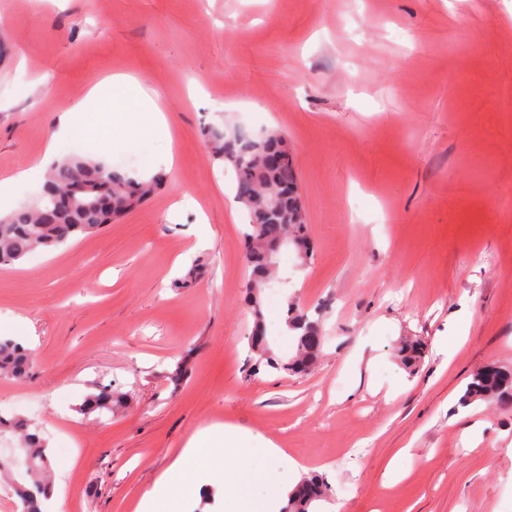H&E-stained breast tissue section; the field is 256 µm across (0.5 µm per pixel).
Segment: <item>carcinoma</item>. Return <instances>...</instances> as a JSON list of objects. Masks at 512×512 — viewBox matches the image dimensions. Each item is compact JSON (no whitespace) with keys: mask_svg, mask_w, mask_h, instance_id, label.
<instances>
[{"mask_svg":"<svg viewBox=\"0 0 512 512\" xmlns=\"http://www.w3.org/2000/svg\"><path fill=\"white\" fill-rule=\"evenodd\" d=\"M206 143L214 159L232 167L235 173V200L246 211L242 239L250 269L245 284L246 304L254 317L248 338L256 364L288 374L308 372L322 355L325 336L320 320L293 301H287L286 328L294 337L295 353L276 356L265 336L263 313L258 292L274 272V257L268 247L293 246L302 262L313 258L307 234L305 208L301 200L296 169L288 139L278 131L259 138L237 135L226 138L224 130L211 125L205 132ZM166 181L158 172L139 179L118 167L73 156L54 162L38 201L0 216V264L25 260L37 248H50L76 237L97 232L106 224L126 217L150 199ZM400 361L412 367L422 353L416 340H406L396 349ZM35 361L31 353L12 339L0 340V375L18 381L32 377ZM512 402V373L499 367H485L472 375L463 402ZM119 397L110 385H99L83 404L86 414L110 412ZM21 433L25 468L14 479L13 492L25 505V512H40L34 502L37 491L46 487L45 475L50 461L45 440L30 423L17 414L0 413V433ZM330 487L317 478L305 479L288 494V512H310L317 502L327 498Z\"/></svg>","mask_w":512,"mask_h":512,"instance_id":"carcinoma-1","label":"carcinoma"}]
</instances>
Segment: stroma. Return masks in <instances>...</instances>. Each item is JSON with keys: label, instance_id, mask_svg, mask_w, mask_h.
Returning <instances> with one entry per match:
<instances>
[{"label": "stroma", "instance_id": "1", "mask_svg": "<svg viewBox=\"0 0 512 512\" xmlns=\"http://www.w3.org/2000/svg\"><path fill=\"white\" fill-rule=\"evenodd\" d=\"M0 0V180L38 163L92 81L141 75L169 132L113 161L167 182L98 232L0 265V336L33 378L0 411L47 441L66 512H134L189 435L220 421L326 477L317 512H512V404L461 398L512 370V0ZM197 86H189V79ZM288 137L315 252L276 255L261 292L274 353L287 298L322 320L304 375L251 373L234 174L202 131ZM208 223H197L198 213ZM195 285L175 287L192 267ZM455 344L440 351L442 337ZM420 339L416 368L395 355ZM126 395L81 413L97 384Z\"/></svg>", "mask_w": 512, "mask_h": 512}]
</instances>
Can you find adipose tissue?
Wrapping results in <instances>:
<instances>
[{"mask_svg": "<svg viewBox=\"0 0 512 512\" xmlns=\"http://www.w3.org/2000/svg\"><path fill=\"white\" fill-rule=\"evenodd\" d=\"M168 130L160 96L148 88L144 79L125 73L112 75L94 83L82 101L59 115L58 127L41 163L1 180L0 198L20 184L41 179L46 165L59 157V138H81L92 159L106 163L116 134L147 139ZM241 441L237 429L223 423L197 431L159 475L135 512H181L183 496L210 495L226 484H237L243 490L254 480L270 488L278 486L276 464L283 459L288 462L289 472L297 474L303 469L300 462L287 459L284 449L274 441H266L260 448L242 447Z\"/></svg>", "mask_w": 512, "mask_h": 512, "instance_id": "obj_1", "label": "adipose tissue"}]
</instances>
